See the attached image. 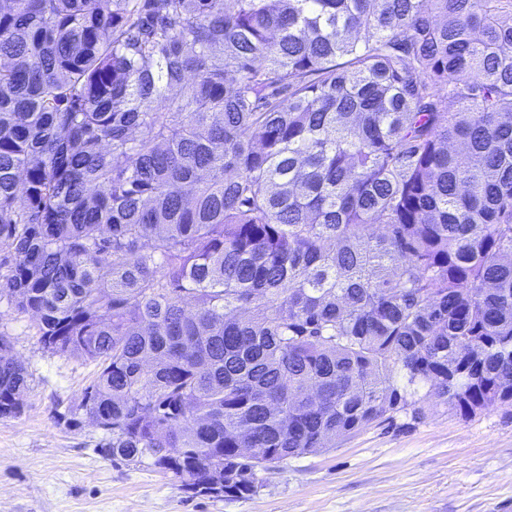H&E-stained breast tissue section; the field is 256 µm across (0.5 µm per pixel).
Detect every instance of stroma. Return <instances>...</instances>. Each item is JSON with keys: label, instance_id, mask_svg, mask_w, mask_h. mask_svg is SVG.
<instances>
[{"label": "stroma", "instance_id": "stroma-1", "mask_svg": "<svg viewBox=\"0 0 512 512\" xmlns=\"http://www.w3.org/2000/svg\"><path fill=\"white\" fill-rule=\"evenodd\" d=\"M0 337L28 377L22 413L0 419V512H512L511 407L399 414L260 471L254 495L230 500L106 456L81 408L96 364L43 348L36 319L4 298Z\"/></svg>", "mask_w": 512, "mask_h": 512}]
</instances>
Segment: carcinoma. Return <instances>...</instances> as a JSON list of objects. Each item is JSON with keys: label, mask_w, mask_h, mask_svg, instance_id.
Returning a JSON list of instances; mask_svg holds the SVG:
<instances>
[{"label": "carcinoma", "mask_w": 512, "mask_h": 512, "mask_svg": "<svg viewBox=\"0 0 512 512\" xmlns=\"http://www.w3.org/2000/svg\"><path fill=\"white\" fill-rule=\"evenodd\" d=\"M0 54V297L106 455L241 499L512 406V0H0Z\"/></svg>", "instance_id": "carcinoma-1"}]
</instances>
